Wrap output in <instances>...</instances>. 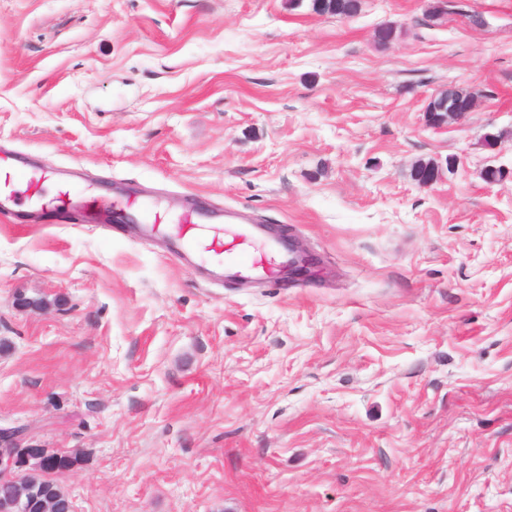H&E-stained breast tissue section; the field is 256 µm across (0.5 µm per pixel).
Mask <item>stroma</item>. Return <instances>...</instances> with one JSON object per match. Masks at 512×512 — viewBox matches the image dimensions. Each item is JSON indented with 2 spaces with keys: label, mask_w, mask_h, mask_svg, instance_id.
I'll list each match as a JSON object with an SVG mask.
<instances>
[{
  "label": "stroma",
  "mask_w": 512,
  "mask_h": 512,
  "mask_svg": "<svg viewBox=\"0 0 512 512\" xmlns=\"http://www.w3.org/2000/svg\"><path fill=\"white\" fill-rule=\"evenodd\" d=\"M311 4L0 0V143L316 260L220 285L95 205L0 215V427L81 454L76 512H512V0ZM361 8V0H313L312 10L321 15L338 18L355 16ZM465 93L467 92H463L459 88L448 86L446 90L432 97L424 111L426 122L431 126L440 127L447 123L448 120L463 121L473 111L475 106L474 100L470 96L463 102ZM440 98L444 99V106H448V112H443V107L439 105Z\"/></svg>",
  "instance_id": "35a3bbf8"
}]
</instances>
